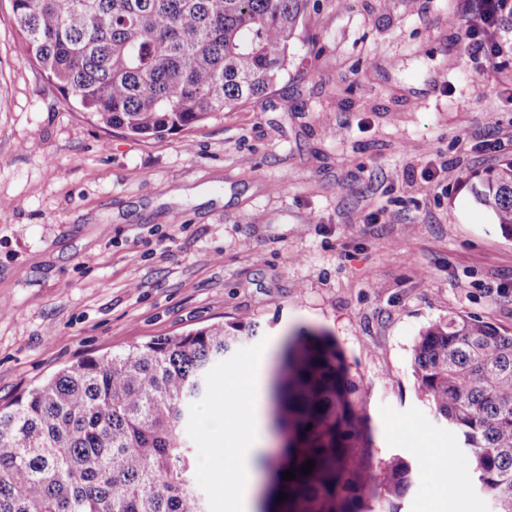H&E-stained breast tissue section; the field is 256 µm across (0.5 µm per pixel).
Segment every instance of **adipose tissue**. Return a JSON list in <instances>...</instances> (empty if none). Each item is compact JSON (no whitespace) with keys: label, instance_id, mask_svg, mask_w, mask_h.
Returning a JSON list of instances; mask_svg holds the SVG:
<instances>
[{"label":"adipose tissue","instance_id":"adipose-tissue-1","mask_svg":"<svg viewBox=\"0 0 512 512\" xmlns=\"http://www.w3.org/2000/svg\"><path fill=\"white\" fill-rule=\"evenodd\" d=\"M265 360L255 357L244 368L234 383L225 386V412L248 446L235 454L226 468L225 478L238 492L237 512H253L252 489L254 471L252 461L258 453L265 423L263 416Z\"/></svg>","mask_w":512,"mask_h":512}]
</instances>
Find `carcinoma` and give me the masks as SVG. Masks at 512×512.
Returning a JSON list of instances; mask_svg holds the SVG:
<instances>
[{
    "label": "carcinoma",
    "mask_w": 512,
    "mask_h": 512,
    "mask_svg": "<svg viewBox=\"0 0 512 512\" xmlns=\"http://www.w3.org/2000/svg\"><path fill=\"white\" fill-rule=\"evenodd\" d=\"M30 60L99 125L141 137L197 128L259 101L288 72L309 0H8ZM512 235V161L473 186ZM244 321L86 357L0 407V512H206L184 433ZM420 398L458 437L449 461L512 512V331L453 314L412 347ZM288 448L268 460L261 512H400L418 472L363 452L364 392L336 340L301 332L273 385ZM313 470L304 474L307 461ZM296 473L286 480L282 473ZM284 493L288 499L277 502Z\"/></svg>",
    "instance_id": "1"
}]
</instances>
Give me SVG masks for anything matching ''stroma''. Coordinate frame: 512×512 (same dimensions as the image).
<instances>
[{
	"label": "stroma",
	"instance_id": "1",
	"mask_svg": "<svg viewBox=\"0 0 512 512\" xmlns=\"http://www.w3.org/2000/svg\"><path fill=\"white\" fill-rule=\"evenodd\" d=\"M477 5L311 0L263 102L142 139L70 108L0 0V407L87 356L250 322L192 437L209 512H230L224 381L325 332L363 383L373 462L419 473L401 512H495L427 458L457 442L411 368L419 331L448 315L512 331V235L472 194L512 159L492 147L512 131V15L489 58L466 37Z\"/></svg>",
	"mask_w": 512,
	"mask_h": 512
}]
</instances>
